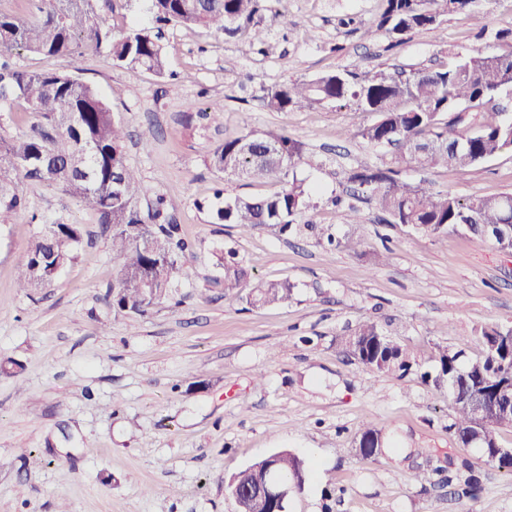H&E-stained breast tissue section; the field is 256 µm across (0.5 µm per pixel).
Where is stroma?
Instances as JSON below:
<instances>
[{"label": "stroma", "mask_w": 512, "mask_h": 512, "mask_svg": "<svg viewBox=\"0 0 512 512\" xmlns=\"http://www.w3.org/2000/svg\"><path fill=\"white\" fill-rule=\"evenodd\" d=\"M383 0H262L268 53L246 38L166 26L167 77L118 65L108 48L67 57L21 51L11 66L93 85L127 126L124 150L145 183L173 200L192 249L173 300L147 316L111 305L112 246L96 215L43 183L17 179L24 208L0 225V512H234L224 479L278 448L314 472L288 512H512V475L457 442L448 394L413 376L371 371L338 339L372 320L427 361L433 344L476 355L483 326L512 323V253L462 233L437 240L383 224L371 203L348 224L332 200L346 172L385 150L355 137L369 114L342 104L272 112L265 89L352 66L434 68L456 54L500 48L512 0H483L480 17L448 14L405 35L377 32ZM288 13L296 26L277 22ZM279 129L325 161L299 168L314 188L312 219L344 245L310 236L243 235L217 220L216 187L269 195L274 181L225 178L213 149L246 130ZM432 193L512 192V146L465 172L407 170ZM79 225L83 240L53 283L27 294L18 263L42 228ZM235 250L255 279L295 286L288 303L254 308L225 295L218 259ZM384 456L361 460L365 424ZM468 460L477 500L414 481L417 469Z\"/></svg>", "instance_id": "stroma-1"}]
</instances>
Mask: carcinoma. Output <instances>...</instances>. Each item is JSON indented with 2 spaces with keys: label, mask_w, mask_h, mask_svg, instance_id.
Here are the masks:
<instances>
[{
  "label": "carcinoma",
  "mask_w": 512,
  "mask_h": 512,
  "mask_svg": "<svg viewBox=\"0 0 512 512\" xmlns=\"http://www.w3.org/2000/svg\"><path fill=\"white\" fill-rule=\"evenodd\" d=\"M37 14L22 19L0 10V103L22 100L41 119L30 134L0 136V224H12L24 202L15 179L62 189L81 205L95 211L112 239V308L139 316L171 298L182 272L181 256L188 243L173 222L172 203L155 194L126 158L124 123L92 86L56 72L16 69L2 59L16 51L46 56L68 55L77 63L84 53L109 48L120 65L166 75L158 36L130 27L116 33L98 12V0H36ZM261 0H151L157 28L195 26L236 37L250 34L252 44L265 51V36L251 28ZM481 0H385L379 28L398 44L403 36L440 25L451 12L471 11ZM345 102L374 119L355 136L369 143L399 148V154L376 166L355 168L346 181L377 203L387 224H403L433 238L464 231L485 240L501 224L512 225V193L460 199L449 193L433 194L405 180L407 167L465 171L512 146V43L495 51L458 54L453 64L434 69L362 72L344 69L315 79H295L269 89L263 103L272 112L312 108ZM212 167L227 177L251 182L282 184L266 196L226 195L216 214L243 233L267 227L280 236L306 229L338 247L331 227L305 216L314 210L312 192L297 177L301 166L316 162L299 140L277 131L251 130L224 140L210 157ZM81 229L63 220L36 235L18 265V284L26 291L49 286L64 265L74 258ZM224 292L249 306L282 304L292 298L294 285L253 281L243 262L230 252L221 258ZM481 352L469 357L440 344L429 356L431 370L377 323H359L340 337L348 355L378 373L400 377L417 374L438 390L455 385L452 428L458 439L471 437L488 464L512 474V448L497 441V431L512 428V407L488 405L489 416L470 415L462 403L472 393L491 397L512 375V325L480 330ZM295 483L296 492L309 480L302 456L277 448L224 479L235 512H260L239 490L247 482L263 480L268 469ZM458 497L473 500L479 477L464 461L455 476Z\"/></svg>",
  "instance_id": "obj_1"
}]
</instances>
